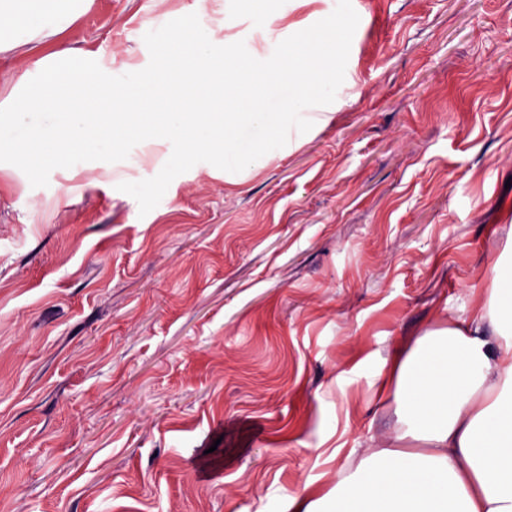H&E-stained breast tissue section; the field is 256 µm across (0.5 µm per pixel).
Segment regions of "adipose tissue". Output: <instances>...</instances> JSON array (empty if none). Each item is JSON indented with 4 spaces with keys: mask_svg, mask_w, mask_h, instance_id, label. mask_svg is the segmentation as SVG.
Returning <instances> with one entry per match:
<instances>
[{
    "mask_svg": "<svg viewBox=\"0 0 512 512\" xmlns=\"http://www.w3.org/2000/svg\"><path fill=\"white\" fill-rule=\"evenodd\" d=\"M88 0H0V54L24 55L27 65L5 78L0 99V167L27 166L32 176L103 162L120 173L132 167L146 135L168 139L162 171L188 166L233 168L244 153L263 161L287 150L303 128L325 119L335 79L320 67L336 46L338 28L303 39L315 61L275 87L260 112H228L219 136L209 91L241 93L225 55L243 59L258 82L273 80L270 56L224 40L225 19L246 7L224 0L199 8L196 18L170 14L146 31L155 51L150 65L131 61L113 69L100 49L41 47L61 35ZM487 300L462 323L426 332L399 347L375 382L380 398L398 411L396 447L374 448L359 464H343L334 490H305L287 512H512V263L486 272Z\"/></svg>",
    "mask_w": 512,
    "mask_h": 512,
    "instance_id": "ef3b65f1",
    "label": "adipose tissue"
}]
</instances>
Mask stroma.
<instances>
[{"instance_id":"stroma-1","label":"stroma","mask_w":512,"mask_h":512,"mask_svg":"<svg viewBox=\"0 0 512 512\" xmlns=\"http://www.w3.org/2000/svg\"><path fill=\"white\" fill-rule=\"evenodd\" d=\"M329 117L234 170H0V512H284L390 445L373 385L512 261V0H357ZM196 0H91L95 49ZM331 0H253L296 42Z\"/></svg>"}]
</instances>
